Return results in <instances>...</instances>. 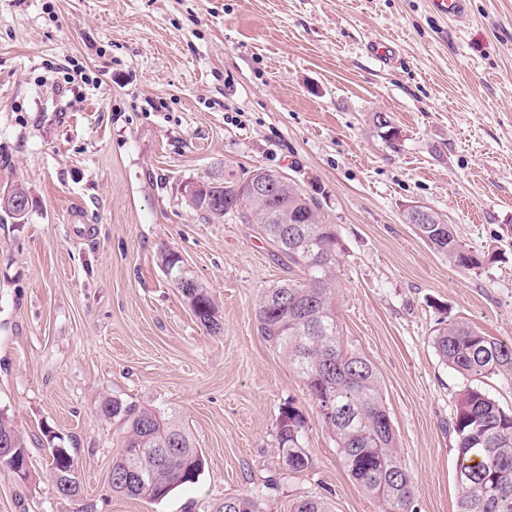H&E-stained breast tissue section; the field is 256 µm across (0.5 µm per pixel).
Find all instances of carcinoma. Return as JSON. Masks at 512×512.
<instances>
[{"label":"carcinoma","instance_id":"obj_1","mask_svg":"<svg viewBox=\"0 0 512 512\" xmlns=\"http://www.w3.org/2000/svg\"><path fill=\"white\" fill-rule=\"evenodd\" d=\"M288 229L277 223L271 204L243 201L237 210L214 207L209 220L234 216L256 224L260 233L288 260L303 268L302 282L288 281L264 291L258 309L262 336L302 379L325 428L336 437L337 454L350 477L376 499L383 512H417L415 486L383 400L381 380L365 358L349 352L336 316V263L341 250L336 225L327 222L315 198L294 181L280 188ZM419 237L448 264L471 270L483 260L458 240L450 224H417ZM159 258L172 285L208 330L220 329L218 311L206 288L193 281L182 288L180 255L163 248ZM442 363L472 382L458 398L452 421L458 451V512H512V409L501 406L477 382L512 372V342L488 335L475 323L458 320L436 329L432 338ZM100 415L120 421L119 452L112 459V492L162 501L193 484L204 469L202 452L172 417L147 406L106 398ZM300 414L288 409L277 440L288 470L305 471L310 456L303 444ZM0 439L12 452L0 467L18 468L28 478V448L14 420L0 410ZM46 478L63 497L79 492L78 463L66 448L49 449ZM214 512H264L255 497L229 495ZM293 512H329L327 502L298 501Z\"/></svg>","mask_w":512,"mask_h":512}]
</instances>
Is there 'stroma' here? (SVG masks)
<instances>
[{"label":"stroma","instance_id":"stroma-1","mask_svg":"<svg viewBox=\"0 0 512 512\" xmlns=\"http://www.w3.org/2000/svg\"><path fill=\"white\" fill-rule=\"evenodd\" d=\"M259 167L336 225L343 343L381 379L418 512H457L450 425L467 382L432 338L466 318L512 342V0L448 17L431 0H0V188L29 198L22 222L0 219V409L29 450L27 480L0 470V512H212L241 493L265 512L308 498L380 512L259 331L263 292L302 270L182 193ZM413 201L482 265L432 251L404 220ZM164 247L222 333L171 285ZM112 396L176 415L205 458L196 483L160 502L109 491ZM291 408L312 458L300 473L277 441ZM53 444L78 461L79 500L45 477ZM159 258L161 260V266L163 267L166 274L170 277V281L174 288H177L182 298L191 308L192 312L199 319L200 323L204 325L209 331L220 330V320L218 311L213 303L211 297L206 288H204L196 279L193 278L192 288H181L179 285V278L182 273V263L180 255L173 250L163 248L160 250ZM183 274V281L188 283L191 281V277Z\"/></svg>","mask_w":512,"mask_h":512}]
</instances>
